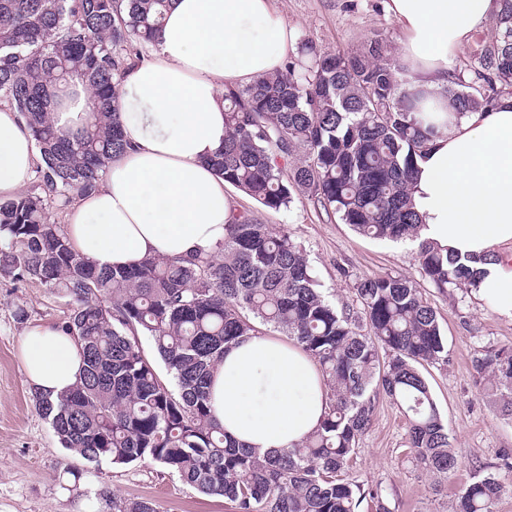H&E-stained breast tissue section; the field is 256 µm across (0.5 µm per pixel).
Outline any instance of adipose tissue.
I'll return each mask as SVG.
<instances>
[{"label": "adipose tissue", "instance_id": "ef3b65f1", "mask_svg": "<svg viewBox=\"0 0 512 512\" xmlns=\"http://www.w3.org/2000/svg\"><path fill=\"white\" fill-rule=\"evenodd\" d=\"M500 0H388L404 40L410 86L436 130L412 188L425 239L459 255L487 257L475 294L512 318V95L459 116L442 90L454 55L484 32ZM293 31L271 0H172L150 57L120 86L127 143L100 188L68 208L73 248L100 265L178 258L215 248L234 205L207 161L224 143V93L281 69ZM37 154L16 112L0 107V197L27 185ZM26 381L59 397L82 367L78 341L38 324L20 346ZM210 405L227 435L266 453L299 442L328 409L327 386L301 347L259 333L224 352Z\"/></svg>", "mask_w": 512, "mask_h": 512}]
</instances>
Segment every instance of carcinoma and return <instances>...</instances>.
<instances>
[{
	"mask_svg": "<svg viewBox=\"0 0 512 512\" xmlns=\"http://www.w3.org/2000/svg\"><path fill=\"white\" fill-rule=\"evenodd\" d=\"M171 0H0V103L26 124L38 154L34 190L0 200V276L68 299L58 327L77 337L83 371L69 392L33 401L61 445L78 460L68 490L105 460H149L235 512H359L360 488L338 478L370 430L379 397L400 406L418 465L457 468L447 424L422 369L448 364L435 310L416 282L357 277L360 308L323 295L288 230L250 211L233 214L224 242L184 258L145 257L129 268L100 266L75 251L49 209L95 192L126 142L120 120L123 70L156 45ZM494 36L471 53L444 93L459 115L493 106L512 86V0H501ZM93 94L74 131L53 111ZM420 95L407 88L400 59L373 38L356 51L301 43L298 58L224 93V145L209 158L216 175L268 212L290 207L302 189L328 218L374 239L416 243L420 272L441 291L477 287L483 262L422 238L411 185L428 148ZM282 330L314 360L329 390L328 412L305 440L279 454L228 441L213 418L210 381L224 349ZM148 336L175 387L158 375L138 335ZM493 377L502 415L512 419V347L473 359ZM497 473L461 488L456 512H493ZM112 512H157L149 500L112 498Z\"/></svg>",
	"mask_w": 512,
	"mask_h": 512,
	"instance_id": "carcinoma-1",
	"label": "carcinoma"
}]
</instances>
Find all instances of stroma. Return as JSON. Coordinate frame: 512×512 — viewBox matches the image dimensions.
Here are the masks:
<instances>
[{
    "label": "stroma",
    "instance_id": "obj_1",
    "mask_svg": "<svg viewBox=\"0 0 512 512\" xmlns=\"http://www.w3.org/2000/svg\"><path fill=\"white\" fill-rule=\"evenodd\" d=\"M274 5L296 40L312 41L321 50L350 51L378 36L392 55L402 52L400 29L386 13L384 0H274ZM225 192L238 209L288 228L333 305L357 307L352 276H393L417 281L437 313L448 365L427 368L425 376L448 423L456 472L444 477L417 466L406 446V418L383 397L341 479L367 494L381 491L390 512H454L461 486L486 468L498 473L504 485L494 512H512V469L506 466L512 456V420L499 416L487 392L488 380L473 366L479 352L512 346V318L473 293L441 292L421 277L410 243L372 239L328 220L306 195L295 194L290 208L275 213L259 208L233 186ZM19 306L30 314L27 323L14 317ZM66 311L64 300L46 289L0 278V512H112L114 496L152 501L159 512H234L229 500L203 494L148 460L126 465L104 461L84 474L76 490L61 488L58 475L73 456L35 407L22 373L20 342L28 326L58 323Z\"/></svg>",
    "mask_w": 512,
    "mask_h": 512
}]
</instances>
